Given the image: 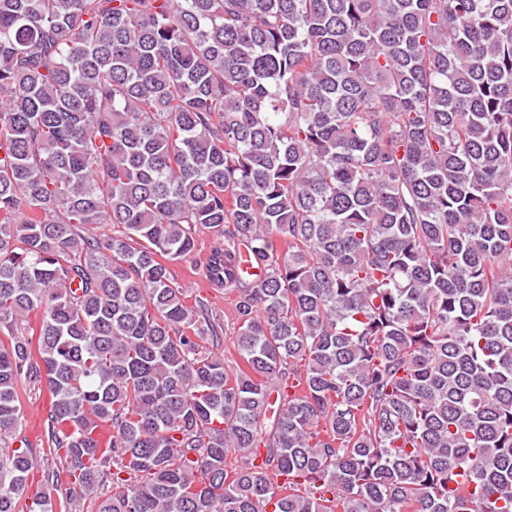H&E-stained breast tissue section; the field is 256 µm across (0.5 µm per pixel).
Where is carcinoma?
Returning <instances> with one entry per match:
<instances>
[{
    "mask_svg": "<svg viewBox=\"0 0 512 512\" xmlns=\"http://www.w3.org/2000/svg\"><path fill=\"white\" fill-rule=\"evenodd\" d=\"M509 259L512 0H0V512L23 383L96 512H512ZM216 239L208 229L200 228L196 235V248L193 255L186 260L173 264V270L179 281L186 288L191 298L200 295L207 298L213 318L222 326L223 333L221 341L211 346L210 341L205 346L212 352L221 355L224 363L234 364L238 360L236 350L232 343L233 332L235 331L234 317L230 301L224 298V289L211 288L204 274L205 260L215 245Z\"/></svg>",
    "mask_w": 512,
    "mask_h": 512,
    "instance_id": "obj_1",
    "label": "carcinoma"
}]
</instances>
